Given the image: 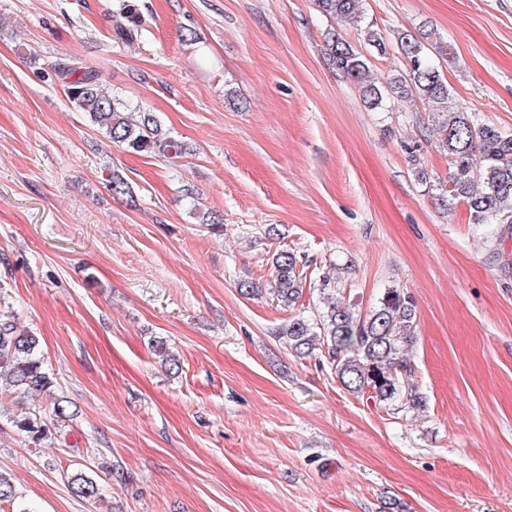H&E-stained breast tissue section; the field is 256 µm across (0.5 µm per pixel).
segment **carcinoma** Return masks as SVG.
Instances as JSON below:
<instances>
[{
  "instance_id": "carcinoma-1",
  "label": "carcinoma",
  "mask_w": 512,
  "mask_h": 512,
  "mask_svg": "<svg viewBox=\"0 0 512 512\" xmlns=\"http://www.w3.org/2000/svg\"><path fill=\"white\" fill-rule=\"evenodd\" d=\"M320 13L341 26L359 32L363 49L331 33L326 55L333 68L353 82L364 104L380 109L388 98L421 103L431 124L420 139L404 145L418 181L429 186L443 207L461 204L468 222L492 227V237L512 238V130L482 123L477 114L452 103L443 63L457 62L454 48L437 38L425 25L416 31H399L387 39L375 24L366 20L363 0H315ZM123 21L116 23L115 37L123 42L137 40L143 26L135 0L120 9ZM397 48L404 70L386 83L370 75L367 54L384 56ZM64 93L96 131L111 143L137 153H181L182 144L163 129L152 112H128L119 99L106 92L99 74L91 69L64 65L57 71ZM436 140L448 155V177L432 178L423 167V144ZM302 277L294 253L283 250L273 259L272 293L285 307L301 298ZM323 308L313 319L296 317L279 331L297 356L314 350L334 369L346 390L388 405L397 402L409 411L426 408V398L411 382V367L396 330L410 329L415 317L412 297L399 288H387L366 315L356 316L346 306L339 289L326 279L321 284ZM53 378L39 353V338L11 320H0V389L19 395L50 396L52 415L65 421L74 415L71 402L51 395ZM14 427L37 444L48 428L38 412L22 410L12 418ZM72 493L84 499L101 496L98 483L77 471L68 481Z\"/></svg>"
}]
</instances>
